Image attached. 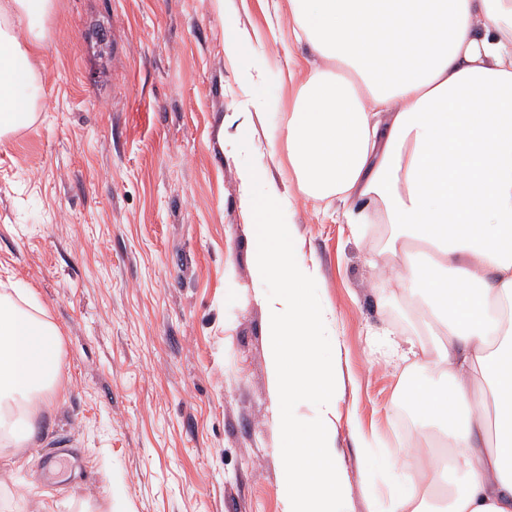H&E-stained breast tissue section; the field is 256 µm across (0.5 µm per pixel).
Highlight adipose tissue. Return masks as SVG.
<instances>
[{
  "mask_svg": "<svg viewBox=\"0 0 512 512\" xmlns=\"http://www.w3.org/2000/svg\"><path fill=\"white\" fill-rule=\"evenodd\" d=\"M55 0H0V139L42 105L34 56ZM332 61L301 85L278 127L291 182L269 168L238 172L253 226L252 276L281 281L263 296L271 360L286 408L283 512H346V477L329 431L336 368L321 339L333 321L312 307L319 279L302 257L295 194L342 204L355 239L389 227L371 263L389 266L385 298L413 308L424 331L420 377L407 390L427 407L414 435L445 440L447 464L399 449L386 493L360 490L369 512H512V0H273L271 30ZM264 102L225 117L237 152L254 147ZM62 338L34 295L0 290V445L20 448L62 374ZM430 384H423L422 375ZM317 400V419L292 404Z\"/></svg>",
  "mask_w": 512,
  "mask_h": 512,
  "instance_id": "1",
  "label": "adipose tissue"
}]
</instances>
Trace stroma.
I'll return each mask as SVG.
<instances>
[{
  "label": "stroma",
  "mask_w": 512,
  "mask_h": 512,
  "mask_svg": "<svg viewBox=\"0 0 512 512\" xmlns=\"http://www.w3.org/2000/svg\"><path fill=\"white\" fill-rule=\"evenodd\" d=\"M39 55L43 106L0 141V282L32 288L62 336L63 383L39 407L27 447L0 452V512H283L281 408L269 363L251 226L236 170L265 166L299 80L328 69L302 44L268 36L264 0H56ZM266 35L263 83L242 89L224 53L233 29ZM298 60L289 80L285 55ZM272 109L259 151L217 140L245 96ZM108 102L109 111L98 109ZM299 247L320 279L338 356L333 435L351 496L384 489L382 461L404 443L394 392L417 369L374 335L413 310L380 300L368 243L340 204L296 197ZM66 438L56 474L42 454ZM375 442L366 452L362 439Z\"/></svg>",
  "instance_id": "35a3bbf8"
}]
</instances>
